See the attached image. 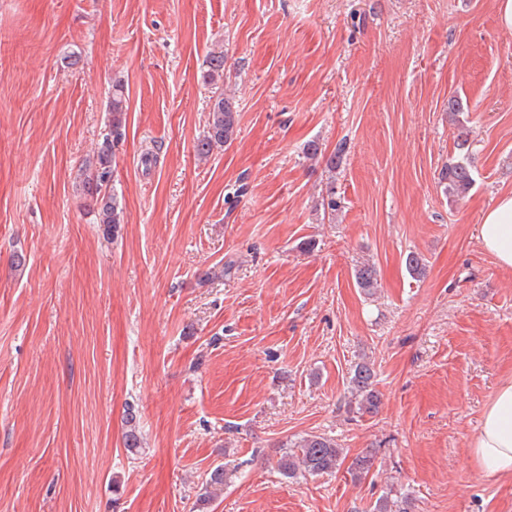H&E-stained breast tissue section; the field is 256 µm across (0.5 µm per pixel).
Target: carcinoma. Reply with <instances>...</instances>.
<instances>
[{
	"label": "carcinoma",
	"mask_w": 512,
	"mask_h": 512,
	"mask_svg": "<svg viewBox=\"0 0 512 512\" xmlns=\"http://www.w3.org/2000/svg\"><path fill=\"white\" fill-rule=\"evenodd\" d=\"M226 57L224 50L211 52L208 58V70L204 78L215 83L224 78ZM108 132L96 156L85 163L82 170V188L88 207L95 213L97 223L101 224L102 233L109 237L118 233L120 224L124 223V210L121 198L114 186L115 153L114 143L124 135L127 99L121 83L112 85V96L108 101ZM211 119L205 134L198 139L195 150L200 156H206L216 146L232 142L236 132L237 111L232 101L222 95L217 96L210 106ZM469 141V131L461 128L457 137L458 156L448 159L439 173L448 200L451 202L465 198L474 186L472 160L465 152ZM405 265L408 273L415 279L425 277L427 265L425 259L416 252L407 254ZM354 278L361 292L372 296L380 288L375 265L363 262L354 269ZM348 404L358 414H374L381 403L380 392L374 385V370L365 360L356 363L347 384ZM126 431L123 436L124 446L133 451L140 447L139 420L134 409L129 408L125 414ZM284 451L276 463L278 473L284 478L299 475H328L340 470L346 455L336 439L326 435L308 434L294 442L284 444ZM374 463V454L367 452L352 459L346 473L356 481L367 474ZM230 479L224 466H215L206 481L204 491L199 495L197 506L199 512H205L215 498L224 493V483ZM408 498L389 496L379 498L372 506V512H408Z\"/></svg>",
	"instance_id": "1"
}]
</instances>
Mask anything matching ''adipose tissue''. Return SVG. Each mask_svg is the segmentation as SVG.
<instances>
[{
    "instance_id": "1",
    "label": "adipose tissue",
    "mask_w": 512,
    "mask_h": 512,
    "mask_svg": "<svg viewBox=\"0 0 512 512\" xmlns=\"http://www.w3.org/2000/svg\"><path fill=\"white\" fill-rule=\"evenodd\" d=\"M478 237L500 268L512 270V192L483 213ZM469 448L486 477L512 480V376L496 385Z\"/></svg>"
}]
</instances>
